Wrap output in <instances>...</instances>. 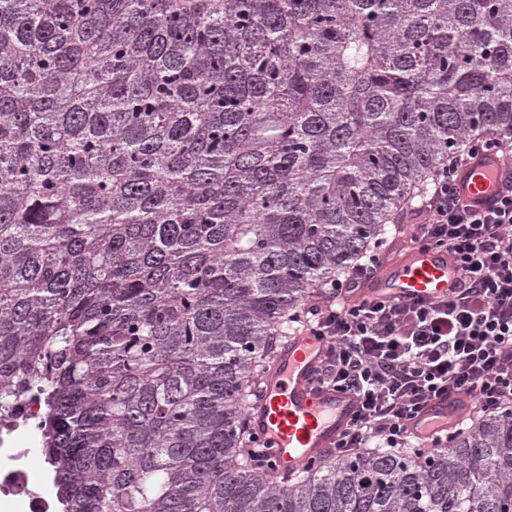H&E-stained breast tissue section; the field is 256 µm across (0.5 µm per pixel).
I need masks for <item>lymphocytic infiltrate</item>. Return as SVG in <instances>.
Returning a JSON list of instances; mask_svg holds the SVG:
<instances>
[{
	"label": "lymphocytic infiltrate",
	"instance_id": "obj_1",
	"mask_svg": "<svg viewBox=\"0 0 512 512\" xmlns=\"http://www.w3.org/2000/svg\"><path fill=\"white\" fill-rule=\"evenodd\" d=\"M460 159L440 167L420 199L424 224L413 247L447 252L460 285L440 301L385 303L358 293L382 265L366 254L333 281L323 303L294 321L323 339L316 382L357 396L360 407L329 454L347 460L367 448L415 454L409 424L440 394L471 414L512 413V192L481 213L456 189Z\"/></svg>",
	"mask_w": 512,
	"mask_h": 512
}]
</instances>
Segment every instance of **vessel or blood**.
I'll return each mask as SVG.
<instances>
[{"label":"vessel or blood","mask_w":512,"mask_h":512,"mask_svg":"<svg viewBox=\"0 0 512 512\" xmlns=\"http://www.w3.org/2000/svg\"><path fill=\"white\" fill-rule=\"evenodd\" d=\"M456 187L478 211L494 210L512 187V162L492 151L465 158ZM458 278L447 253L415 248L392 261L373 281L370 293L389 302H433L447 297ZM323 351V340L308 331L288 336L266 370L260 399L248 406L251 428L268 443L280 473H294L322 457L355 411L353 396L315 387ZM463 413L455 396L434 398L416 419L413 432L422 439L434 437Z\"/></svg>","instance_id":"b4317fda"}]
</instances>
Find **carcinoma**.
<instances>
[{"label": "carcinoma", "mask_w": 512, "mask_h": 512, "mask_svg": "<svg viewBox=\"0 0 512 512\" xmlns=\"http://www.w3.org/2000/svg\"><path fill=\"white\" fill-rule=\"evenodd\" d=\"M512 150V0H0V407L62 512H512V415L259 470L302 302L467 143Z\"/></svg>", "instance_id": "carcinoma-1"}]
</instances>
